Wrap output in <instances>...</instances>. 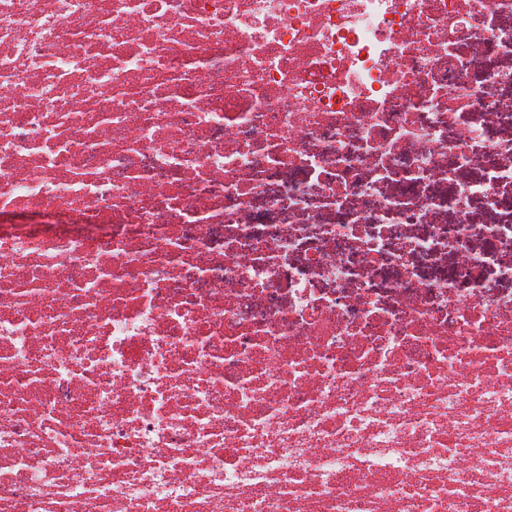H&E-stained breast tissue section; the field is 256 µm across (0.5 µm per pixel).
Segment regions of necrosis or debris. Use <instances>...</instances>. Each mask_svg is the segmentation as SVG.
<instances>
[{"mask_svg":"<svg viewBox=\"0 0 512 512\" xmlns=\"http://www.w3.org/2000/svg\"><path fill=\"white\" fill-rule=\"evenodd\" d=\"M0 512H512V0H0Z\"/></svg>","mask_w":512,"mask_h":512,"instance_id":"necrosis-or-debris-1","label":"necrosis or debris"}]
</instances>
